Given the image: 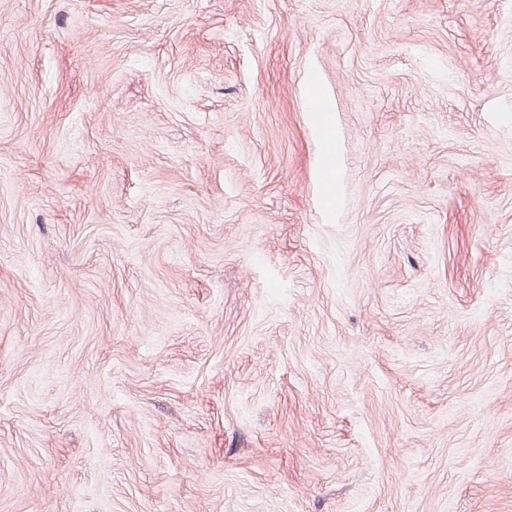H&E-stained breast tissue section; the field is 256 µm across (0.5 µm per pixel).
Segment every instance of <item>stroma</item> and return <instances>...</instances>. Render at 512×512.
I'll return each mask as SVG.
<instances>
[{"instance_id":"35a3bbf8","label":"stroma","mask_w":512,"mask_h":512,"mask_svg":"<svg viewBox=\"0 0 512 512\" xmlns=\"http://www.w3.org/2000/svg\"><path fill=\"white\" fill-rule=\"evenodd\" d=\"M0 512H512V0H0Z\"/></svg>"}]
</instances>
